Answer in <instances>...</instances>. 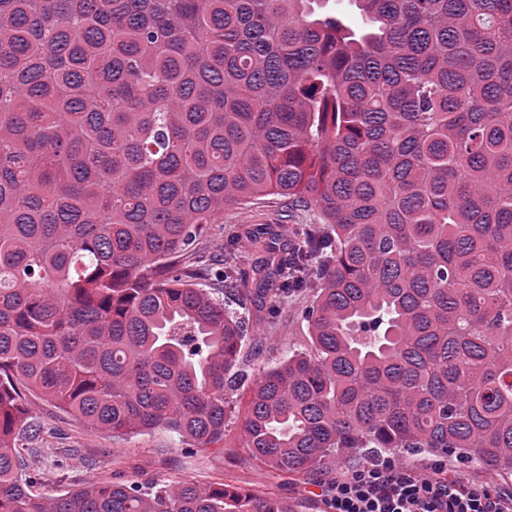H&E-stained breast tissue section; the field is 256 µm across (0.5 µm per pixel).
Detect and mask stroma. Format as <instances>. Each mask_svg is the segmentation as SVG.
<instances>
[{
	"label": "stroma",
	"instance_id": "35a3bbf8",
	"mask_svg": "<svg viewBox=\"0 0 512 512\" xmlns=\"http://www.w3.org/2000/svg\"><path fill=\"white\" fill-rule=\"evenodd\" d=\"M317 220L314 211L291 207L285 200L231 206L225 208L217 223L204 225L182 258L186 264L220 269L225 255H232L238 281L232 300L249 328L239 359L247 383H254L288 354L309 350L307 324L301 311L313 291L304 288L286 296L274 289L256 293V255L245 231L276 224L296 236L315 229ZM233 405L223 442L203 450L179 443L177 437L163 431L124 439L105 432L93 433L77 418L29 394L25 406L33 426L23 433L19 452L26 466L39 470L34 489L40 493L55 494L74 484L106 483L118 478L171 483L188 479L199 484L222 483L298 503L301 512H322L319 482L335 477L340 465H351V458L332 460L311 474L272 473L244 446V396L234 398Z\"/></svg>",
	"mask_w": 512,
	"mask_h": 512
}]
</instances>
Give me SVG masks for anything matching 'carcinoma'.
Here are the masks:
<instances>
[{"label": "carcinoma", "instance_id": "carcinoma-1", "mask_svg": "<svg viewBox=\"0 0 512 512\" xmlns=\"http://www.w3.org/2000/svg\"><path fill=\"white\" fill-rule=\"evenodd\" d=\"M0 0V512H295L222 483L35 493L24 393L114 438L224 440L248 324L179 258L227 205L311 351L251 388L244 445L300 474L369 448L512 476V0Z\"/></svg>", "mask_w": 512, "mask_h": 512}]
</instances>
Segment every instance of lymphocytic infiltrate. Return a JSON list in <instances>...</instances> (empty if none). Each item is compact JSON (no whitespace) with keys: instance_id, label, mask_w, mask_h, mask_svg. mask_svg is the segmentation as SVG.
<instances>
[{"instance_id":"f902f5d3","label":"lymphocytic infiltrate","mask_w":512,"mask_h":512,"mask_svg":"<svg viewBox=\"0 0 512 512\" xmlns=\"http://www.w3.org/2000/svg\"><path fill=\"white\" fill-rule=\"evenodd\" d=\"M320 488L329 512H512V494L449 475L438 463L424 469L390 459L357 464Z\"/></svg>"}]
</instances>
